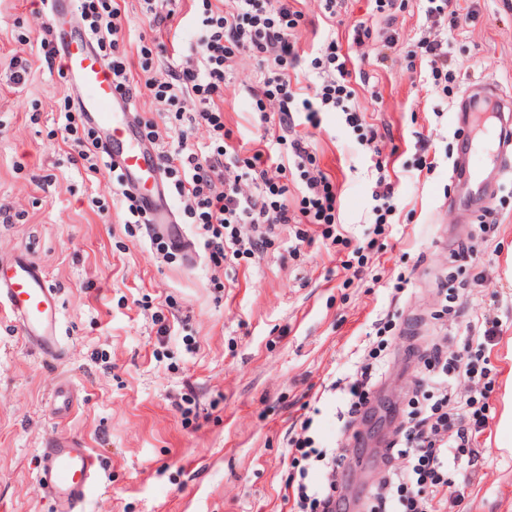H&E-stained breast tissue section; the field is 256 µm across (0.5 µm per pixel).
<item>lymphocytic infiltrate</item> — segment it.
<instances>
[{
    "label": "lymphocytic infiltrate",
    "mask_w": 512,
    "mask_h": 512,
    "mask_svg": "<svg viewBox=\"0 0 512 512\" xmlns=\"http://www.w3.org/2000/svg\"><path fill=\"white\" fill-rule=\"evenodd\" d=\"M426 20L439 27V37L419 38L404 50L408 63L426 65L435 86L450 93L455 82L452 68V44L448 32L461 24V16L452 0H423ZM232 12L220 15L204 6L200 17L197 63L183 67L169 81L146 79V87L156 98L174 106V118L181 129L178 147L161 155L167 172L183 171L174 189L187 199V208L199 220L198 230L210 261L251 258L255 251L269 245L277 225L294 224L299 243L309 242L307 225L318 226L322 239L332 245L344 244L338 234L339 212L336 188L318 169L316 157L303 140L280 135L275 152L255 151L252 155L229 156L224 144L229 133L224 116L212 99L221 94L224 81L237 55L248 52L260 57L265 66L249 94L258 112H266L268 103L278 105L279 125L288 127L293 113L301 112L310 125H318L319 115L340 110L346 124L359 131L362 142L375 138L374 129L365 127L354 98L347 59L333 38H325L317 53L303 58L292 41L293 31L304 21L301 11L271 0H233ZM315 79L314 92L300 95L292 89L299 72ZM188 87L203 102V109H190L180 95ZM203 124L212 138L218 139L215 151L200 156L186 145L187 128ZM291 157L297 177L305 190L296 207L288 205V186L278 179L284 171L283 157ZM240 168L250 180L252 192H243L239 179L230 175ZM251 225L254 238L242 239L238 227ZM482 343L491 345L497 337L499 322L489 310H482ZM375 336L367 340L364 355L354 376L344 385L345 410L340 419L343 428L351 424L367 407L370 397L385 372L384 353L387 337L395 326L390 317L377 319ZM447 336H439L432 346L419 354L421 366L415 387L401 412L404 421L385 450L390 464L376 483L366 487L361 498L363 512H440V506L455 478L476 467L475 444L492 418L487 394L494 382L483 350L472 351V337H465L456 358H449ZM481 388L478 396H459L460 380ZM300 432L288 440L290 512H342L345 499L340 493V478L349 466L345 449L316 447L311 434L313 419L301 416Z\"/></svg>",
    "instance_id": "lymphocytic-infiltrate-1"
}]
</instances>
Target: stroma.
<instances>
[{"mask_svg": "<svg viewBox=\"0 0 512 512\" xmlns=\"http://www.w3.org/2000/svg\"><path fill=\"white\" fill-rule=\"evenodd\" d=\"M468 17L451 33L455 88L444 96L426 67L407 69L404 48L429 35L421 0H397L392 26L371 0H344L327 22L320 0H294L305 16L295 39L317 51L333 35L347 52L357 104L377 136L361 143L342 112L318 127L296 115L289 136L307 139L336 185L342 232L352 244L376 239L363 279L345 284L334 246H297L296 227L279 225L272 246L251 259L213 264L202 250L170 255L146 224L129 223L119 171L99 149L102 132L75 117L40 0H0V252L24 251L45 271L62 306L61 361L44 360L0 311V512H59L36 489L42 449L79 437L95 458L84 512H288V437L293 402L315 409L317 446L350 449L343 493L356 500L383 473L381 453L399 426L415 380L410 346L434 335L436 289L454 278L460 298L496 304L500 334L490 362L494 415L472 476H458L441 512H512V447L501 417L512 393V175L483 231V203L453 178L466 142L456 106L486 83L512 94V0H454ZM121 0L118 39L135 80H164L198 41L200 0ZM369 38L353 43L351 26ZM170 44L157 53L158 43ZM388 53V67L375 66ZM259 61L239 55L222 99L234 144L260 147L263 127L248 89ZM158 152L177 145L173 116L152 91L137 94ZM432 169L420 168V159ZM394 165L396 211L385 234L371 221L376 164ZM479 265H471V257ZM410 279L401 299L392 286ZM394 314L404 333L388 349L386 375L369 413L339 434L343 406L332 381L351 375L360 338ZM76 395L58 416L63 383Z\"/></svg>", "mask_w": 512, "mask_h": 512, "instance_id": "35a3bbf8", "label": "stroma"}]
</instances>
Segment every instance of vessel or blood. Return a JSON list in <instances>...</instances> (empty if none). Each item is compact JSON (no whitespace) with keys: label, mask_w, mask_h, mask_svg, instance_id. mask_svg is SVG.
<instances>
[{"label":"vessel or blood","mask_w":512,"mask_h":512,"mask_svg":"<svg viewBox=\"0 0 512 512\" xmlns=\"http://www.w3.org/2000/svg\"><path fill=\"white\" fill-rule=\"evenodd\" d=\"M73 0H45L52 44L60 58L67 83L75 90L76 110L86 122L103 133L101 152L118 168L126 189L139 204L146 223L163 230L173 240L183 233L162 177L153 143L143 139L131 95L118 90L108 65L95 53L90 38L74 21ZM512 99L490 87L482 107L471 98L459 104L460 115L471 117L476 145L459 174L483 188L493 200L486 176L500 170L506 150L512 146V123L505 114ZM0 309L18 323L27 342L49 360L62 358L60 337L62 312L57 292L43 270L24 253H0ZM43 465L38 489L63 505L64 512H81L95 481V461L89 449L75 437L64 434L42 450Z\"/></svg>","instance_id":"b4317fda"}]
</instances>
